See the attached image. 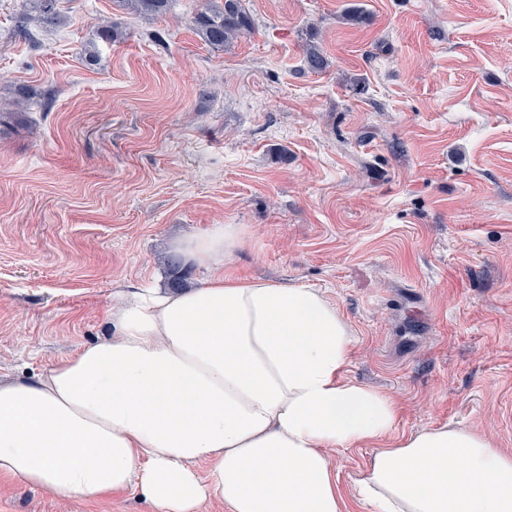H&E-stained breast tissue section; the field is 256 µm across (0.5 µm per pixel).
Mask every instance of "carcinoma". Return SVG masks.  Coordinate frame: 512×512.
<instances>
[{
    "label": "carcinoma",
    "mask_w": 512,
    "mask_h": 512,
    "mask_svg": "<svg viewBox=\"0 0 512 512\" xmlns=\"http://www.w3.org/2000/svg\"><path fill=\"white\" fill-rule=\"evenodd\" d=\"M27 9L17 19L18 32L27 35L30 27H56L62 17L58 11V0H26ZM127 13L139 17H157L166 12L170 0H116ZM192 27L201 40L211 49L226 51L247 38L254 23L242 4V0H207L206 6L192 18ZM305 64L312 73L324 71L328 59L321 47L309 44L305 49ZM32 96V88L16 84L8 96L0 97V118H14L18 113L10 111Z\"/></svg>",
    "instance_id": "obj_1"
}]
</instances>
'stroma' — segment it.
<instances>
[{
  "mask_svg": "<svg viewBox=\"0 0 512 512\" xmlns=\"http://www.w3.org/2000/svg\"><path fill=\"white\" fill-rule=\"evenodd\" d=\"M25 2L0 0V91L34 92L0 122V379L103 340L118 289L167 287L177 242L235 224L225 271L320 289L396 436L463 424L512 453V0H244L229 51L191 28L205 0H59L32 40ZM373 451L329 452L347 512ZM0 512L148 507L0 476ZM127 13L139 17H157L166 12L170 0H114Z\"/></svg>",
  "mask_w": 512,
  "mask_h": 512,
  "instance_id": "35a3bbf8",
  "label": "stroma"
}]
</instances>
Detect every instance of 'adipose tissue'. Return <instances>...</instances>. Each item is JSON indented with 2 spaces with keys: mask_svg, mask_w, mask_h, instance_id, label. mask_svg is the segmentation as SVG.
<instances>
[{
  "mask_svg": "<svg viewBox=\"0 0 512 512\" xmlns=\"http://www.w3.org/2000/svg\"><path fill=\"white\" fill-rule=\"evenodd\" d=\"M216 224L178 244L202 287L121 293L103 341L0 382V475L61 499L130 489L151 512H345L330 448L374 445L366 512H512V454L442 425L381 442L396 401L345 379L353 333L316 288L239 281ZM209 467L201 477L198 464Z\"/></svg>",
  "mask_w": 512,
  "mask_h": 512,
  "instance_id": "adipose-tissue-1",
  "label": "adipose tissue"
}]
</instances>
